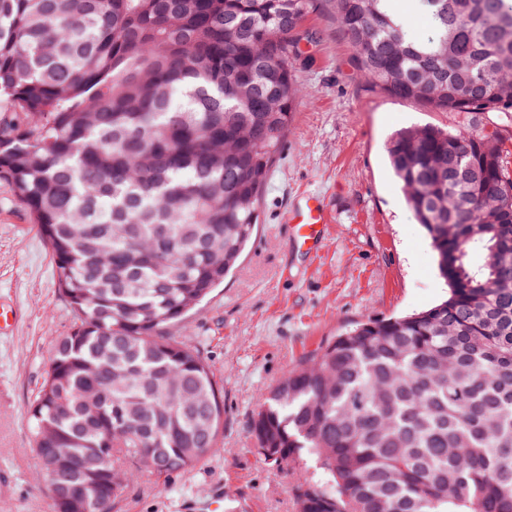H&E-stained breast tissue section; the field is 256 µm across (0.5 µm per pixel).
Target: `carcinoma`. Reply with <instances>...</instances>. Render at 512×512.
Returning <instances> with one entry per match:
<instances>
[{"label": "carcinoma", "mask_w": 512, "mask_h": 512, "mask_svg": "<svg viewBox=\"0 0 512 512\" xmlns=\"http://www.w3.org/2000/svg\"><path fill=\"white\" fill-rule=\"evenodd\" d=\"M336 0L371 87L512 113V0ZM318 0H0V185L73 313L28 427L55 512H97L138 466L164 488L219 451L211 364L173 329L239 261L302 94ZM393 172L446 300L337 336L252 420L312 462L297 512H512V175L497 130L397 131ZM482 255L472 264L473 252Z\"/></svg>", "instance_id": "obj_1"}]
</instances>
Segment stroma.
Returning <instances> with one entry per match:
<instances>
[{"label":"stroma","instance_id":"stroma-1","mask_svg":"<svg viewBox=\"0 0 512 512\" xmlns=\"http://www.w3.org/2000/svg\"><path fill=\"white\" fill-rule=\"evenodd\" d=\"M312 29L315 39L302 43L294 63L307 96L263 191L258 232L223 286L174 330L212 365L224 398L222 450L173 476L163 494L137 474L112 512H199L216 500L219 512H296L292 489L306 468L267 464L252 434L268 392L337 335L420 311L449 292L386 144L402 128L489 126L493 115L431 111L370 88L352 64L334 0H320ZM305 193L332 216L312 253L287 220ZM0 305L18 310L0 331V512H54L27 411L73 316L46 244L2 186Z\"/></svg>","mask_w":512,"mask_h":512}]
</instances>
